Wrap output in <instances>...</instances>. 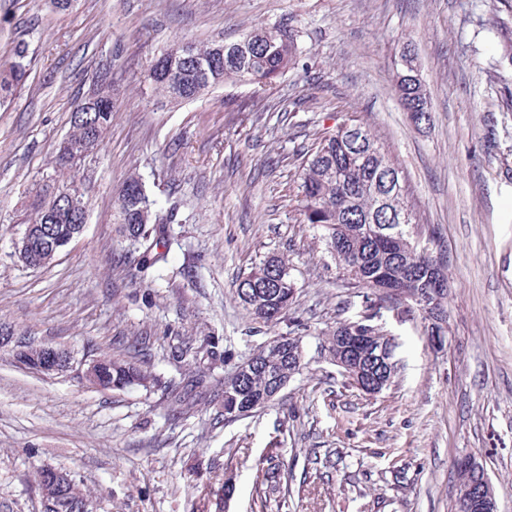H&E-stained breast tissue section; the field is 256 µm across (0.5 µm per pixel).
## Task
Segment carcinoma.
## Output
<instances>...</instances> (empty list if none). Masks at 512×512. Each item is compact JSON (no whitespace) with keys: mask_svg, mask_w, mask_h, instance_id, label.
Returning <instances> with one entry per match:
<instances>
[{"mask_svg":"<svg viewBox=\"0 0 512 512\" xmlns=\"http://www.w3.org/2000/svg\"><path fill=\"white\" fill-rule=\"evenodd\" d=\"M268 37L260 39L234 56V60L215 58L217 44L194 46L195 53L210 66L209 78L203 79L200 67L194 60L177 64L169 78L158 73L152 65L148 79L158 92L177 101L193 100L227 80L250 84H270L278 79L296 61L297 44L291 32L284 28L267 29ZM27 49L19 43L14 59L0 65V98L13 97L27 79ZM395 86L403 108L411 117L422 122L431 119L423 105L428 94L421 80L414 77L411 69L398 62L395 65ZM348 129L341 124L318 138L301 162L296 194V210L303 222L312 225L326 250L341 245L346 257L336 261L342 275L366 289V300L378 297L386 301L380 285L386 280L403 284L414 283L422 289L435 286L438 277L448 280L441 258L434 255V232L424 233L422 241L405 233L393 240L390 248H381L369 234L376 225H383L391 212L409 213L411 224L422 228L413 204L409 199L408 178L396 163L381 138L369 127L355 119L346 120ZM112 124V108L99 112H86L80 121H70L68 137L78 144L89 133H106ZM146 187L137 176L127 178L117 200L116 214L119 232L140 246L139 269L146 271L167 260L166 242L171 237L173 224L165 219L160 224L145 223L142 208L154 207ZM65 202H55L53 185L43 184L35 190L28 224L45 225L43 235L37 237L34 247L49 246L54 238L77 235V224L64 211ZM295 294V282L291 267L285 258L272 254L265 257L241 277L236 288L240 303L249 309L257 324L272 328L291 308ZM354 322L336 323L331 336L326 338V348L331 357L340 353L339 337L349 335ZM368 346H390L393 336L366 315L361 324ZM299 338L286 334L272 336L253 350L250 362L234 366L224 377V388H211L209 375L201 371L189 381L190 390L200 399L214 401L224 399V419L236 421L238 413L253 405L266 406L273 401L272 395L281 392L291 379L299 374L304 364L297 363L289 353L288 345ZM353 366L364 382L372 385L368 395L382 392L394 374L384 375L376 360L360 354L350 356ZM103 370L117 387L147 386L148 376L135 362L114 356H106ZM168 411L174 416L190 413L192 403L185 393L173 389L167 396ZM261 471L271 493L285 500L289 496L288 468L271 456L265 459ZM478 480V471L460 475L454 500V512H478L473 497L462 495V488ZM88 498L75 479H70L68 490L56 503L55 512H75L81 500Z\"/></svg>","mask_w":512,"mask_h":512,"instance_id":"cac0c4a2","label":"carcinoma"}]
</instances>
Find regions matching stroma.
I'll return each mask as SVG.
<instances>
[{"mask_svg":"<svg viewBox=\"0 0 512 512\" xmlns=\"http://www.w3.org/2000/svg\"><path fill=\"white\" fill-rule=\"evenodd\" d=\"M512 0H0V63L27 45L28 77L0 102V324L66 346L76 359L126 353L152 388L101 390L80 369L46 377L0 348V512H41L34 476L70 471L99 512H454L455 459L471 455L512 512V61L497 28ZM257 27L297 40L272 84L228 81L174 103L147 80L182 43L233 42ZM409 46L432 111L416 127L394 89ZM112 81V124L79 164L81 236L40 270L14 243L35 184L75 105ZM404 168L422 223L445 252L448 334L389 301L381 321L398 369L376 396L348 384L324 349L337 322L362 315L364 288L342 277L295 209L298 171L319 134L348 117ZM142 178L158 210L176 208L167 261L145 279L114 202ZM288 258L290 320L305 368L271 406L228 423L218 404L167 414L168 389L194 370L178 347L204 344L235 364L275 330L253 331L235 290L264 256ZM294 475L269 494L259 460ZM232 490L221 495L224 482Z\"/></svg>","mask_w":512,"mask_h":512,"instance_id":"35a3bbf8","label":"stroma"}]
</instances>
